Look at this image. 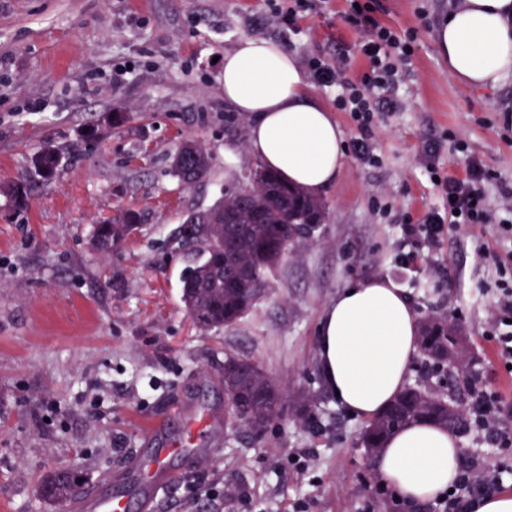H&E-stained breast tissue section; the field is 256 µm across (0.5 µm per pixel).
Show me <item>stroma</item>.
Listing matches in <instances>:
<instances>
[{
	"label": "stroma",
	"instance_id": "35a3bbf8",
	"mask_svg": "<svg viewBox=\"0 0 512 512\" xmlns=\"http://www.w3.org/2000/svg\"><path fill=\"white\" fill-rule=\"evenodd\" d=\"M382 20L419 39L392 106L376 115L378 165L359 161L337 89L310 82L333 109L346 163L322 195L320 234L297 241L269 275L266 296L236 324L199 330L182 301V278L202 256L180 246L184 214L244 188L258 165L248 150L250 117L224 100L226 49L245 37L279 43L302 69L349 58L364 71L347 0H324L295 28L272 19L269 0H0V184L31 181L24 209L0 197V512H64L39 492L62 465L88 490L123 484L149 449L180 437L182 416L213 417L201 440L216 449L161 493L150 512H208L190 486L231 489L224 512H441L432 502L394 506L380 495L373 455L361 444L365 418L324 386L315 355L324 307L361 279L387 275L417 316L447 313L468 344L472 381L454 395L469 409L468 385L498 393L512 409V373L486 334L500 278L512 257L502 226V187H512V76L469 89L453 81L435 31L449 0H379ZM127 122L98 141L81 131L108 111ZM203 142L208 177L182 184L170 157ZM442 140L427 156V142ZM55 177L34 174L45 147ZM233 158H226L225 150ZM494 174L490 217L452 227L436 245L405 239V216L440 200L431 171L459 174L466 156ZM139 213L137 230L112 255L90 246L95 224L118 210ZM258 361L285 395L257 433L224 424V357Z\"/></svg>",
	"mask_w": 512,
	"mask_h": 512
}]
</instances>
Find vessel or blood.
Instances as JSON below:
<instances>
[{
    "label": "vessel or blood",
    "mask_w": 512,
    "mask_h": 512,
    "mask_svg": "<svg viewBox=\"0 0 512 512\" xmlns=\"http://www.w3.org/2000/svg\"><path fill=\"white\" fill-rule=\"evenodd\" d=\"M204 458L202 449L170 445L153 449L151 455L134 472L137 495L142 504H149L154 492L171 486L180 470L195 467ZM74 512H129L130 500L124 491H103L89 498L73 500Z\"/></svg>",
    "instance_id": "obj_1"
}]
</instances>
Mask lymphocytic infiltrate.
Returning <instances> with one entry per match:
<instances>
[{
	"label": "lymphocytic infiltrate",
	"instance_id": "obj_1",
	"mask_svg": "<svg viewBox=\"0 0 512 512\" xmlns=\"http://www.w3.org/2000/svg\"><path fill=\"white\" fill-rule=\"evenodd\" d=\"M377 9L376 0H357L356 8L346 16L347 22L364 34L360 51L369 70L360 80L345 78L340 66L321 61L312 64L318 82L337 86L336 107L351 113L359 130L354 151L360 159L371 163L376 160L370 148L374 114L383 92L395 86L400 64L413 55L418 33L414 27L400 34L382 25L375 16ZM491 178V171L471 157L465 160L463 175L432 174L445 205L442 211L428 212L421 223L406 224V236L422 235L434 241L442 235L445 223H485L490 209L484 185ZM487 334L495 341L503 364L512 365V267L500 270L499 287L487 318ZM468 414L471 424L490 447L512 457V413L502 411L496 394L477 393ZM511 469L504 463L487 468L476 459L465 462L452 490L440 499L442 512H473L475 502L499 489L503 474Z\"/></svg>",
	"mask_w": 512,
	"mask_h": 512
}]
</instances>
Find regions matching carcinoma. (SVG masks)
I'll use <instances>...</instances> for the list:
<instances>
[{"label":"carcinoma","mask_w":512,"mask_h":512,"mask_svg":"<svg viewBox=\"0 0 512 512\" xmlns=\"http://www.w3.org/2000/svg\"><path fill=\"white\" fill-rule=\"evenodd\" d=\"M58 153L42 149L35 158L37 169L54 170ZM211 156L197 141L187 140L173 158V172L184 184H192L207 175ZM32 186L17 182L8 197L14 207L27 206ZM326 203L299 188L282 182L267 171L257 181L237 191H227L211 207L187 213L179 230L181 245L200 243L203 258L183 277L182 300L201 329L229 326L240 320L267 293L268 273L287 256L300 238L299 225L314 220L326 222ZM138 228V214L126 210L96 225L93 247L110 253ZM424 354L430 357L428 369L444 371L443 363L431 356L445 350L459 332L458 325L446 315L431 316L424 325ZM224 392L243 399L240 409L230 405L224 417L253 432L264 428L280 410L283 392L276 387L262 366L251 358L228 354L224 358ZM446 397L421 388L403 392L394 403L371 419L362 434L367 450L381 447L400 426L417 418L425 420L437 411L433 422L448 426ZM74 469L55 468L40 482L42 496L50 501L72 498L81 484Z\"/></svg>","instance_id":"1"}]
</instances>
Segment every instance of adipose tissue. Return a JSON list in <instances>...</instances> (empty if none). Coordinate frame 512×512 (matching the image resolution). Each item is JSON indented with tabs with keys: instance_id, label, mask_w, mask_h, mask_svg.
<instances>
[{
	"instance_id": "1",
	"label": "adipose tissue",
	"mask_w": 512,
	"mask_h": 512,
	"mask_svg": "<svg viewBox=\"0 0 512 512\" xmlns=\"http://www.w3.org/2000/svg\"><path fill=\"white\" fill-rule=\"evenodd\" d=\"M435 36L460 85L493 87L512 74V0H456ZM224 99L251 117L252 156L284 182L317 196L336 181L345 165L342 132L313 100L293 54L270 40L240 39L224 52ZM418 334L413 306L391 279L341 288L318 330L316 360L326 387L349 413L373 418L403 392ZM459 460L454 434L422 420L387 437L375 470L400 500L423 505L454 483Z\"/></svg>"
}]
</instances>
